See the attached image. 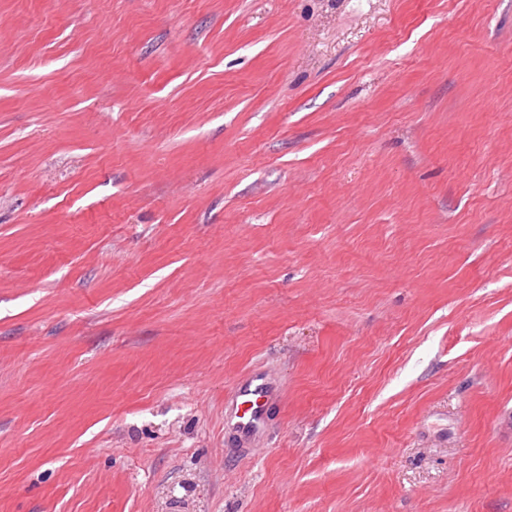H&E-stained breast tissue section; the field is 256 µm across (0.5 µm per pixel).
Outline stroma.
Returning <instances> with one entry per match:
<instances>
[{"label":"stroma","mask_w":512,"mask_h":512,"mask_svg":"<svg viewBox=\"0 0 512 512\" xmlns=\"http://www.w3.org/2000/svg\"><path fill=\"white\" fill-rule=\"evenodd\" d=\"M0 512H512V0H0ZM276 398L261 373L252 374L235 394V409L230 424L246 447L261 443L266 429V417Z\"/></svg>","instance_id":"obj_1"}]
</instances>
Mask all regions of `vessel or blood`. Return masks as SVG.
<instances>
[{"instance_id": "1", "label": "vessel or blood", "mask_w": 512, "mask_h": 512, "mask_svg": "<svg viewBox=\"0 0 512 512\" xmlns=\"http://www.w3.org/2000/svg\"><path fill=\"white\" fill-rule=\"evenodd\" d=\"M274 401V393L262 374H252L238 388L230 424L246 447L260 444L266 429L267 412Z\"/></svg>"}]
</instances>
